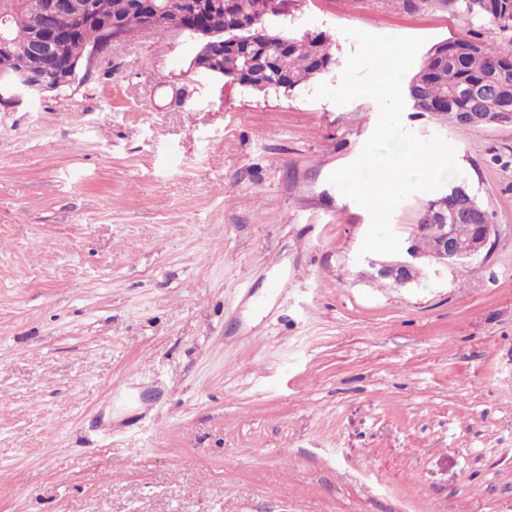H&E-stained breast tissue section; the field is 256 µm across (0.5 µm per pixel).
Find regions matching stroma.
Returning a JSON list of instances; mask_svg holds the SVG:
<instances>
[{
    "instance_id": "35a3bbf8",
    "label": "stroma",
    "mask_w": 512,
    "mask_h": 512,
    "mask_svg": "<svg viewBox=\"0 0 512 512\" xmlns=\"http://www.w3.org/2000/svg\"><path fill=\"white\" fill-rule=\"evenodd\" d=\"M336 65L291 90L127 36L79 86L0 91V512H512V125L440 135L496 233L399 286L328 177L378 107L313 99L348 28L470 36L449 9L294 0Z\"/></svg>"
}]
</instances>
